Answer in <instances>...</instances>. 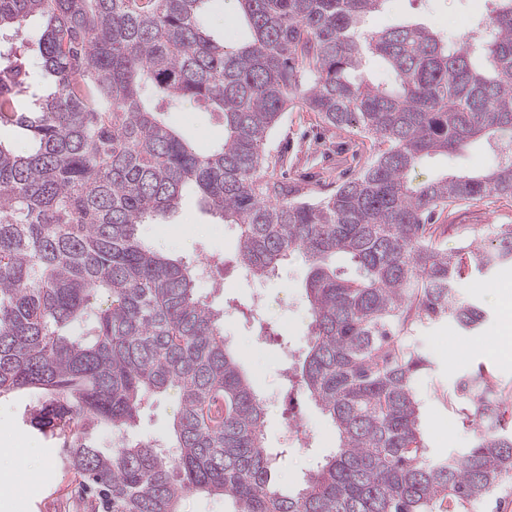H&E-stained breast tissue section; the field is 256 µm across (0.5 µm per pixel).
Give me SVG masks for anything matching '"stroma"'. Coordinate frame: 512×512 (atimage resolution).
I'll use <instances>...</instances> for the list:
<instances>
[{
    "instance_id": "stroma-1",
    "label": "stroma",
    "mask_w": 512,
    "mask_h": 512,
    "mask_svg": "<svg viewBox=\"0 0 512 512\" xmlns=\"http://www.w3.org/2000/svg\"><path fill=\"white\" fill-rule=\"evenodd\" d=\"M486 4L487 0H390L368 17L366 27L375 32L405 22L421 23L456 39L462 35V21L477 17ZM166 119L203 150L223 134L218 116L194 104L167 113ZM265 153L270 161L266 176L300 186V199L318 200L356 177L371 161L374 146L371 139L352 130L326 127L317 113L293 110L284 113L270 131ZM493 163L492 150L480 141L452 157L428 160L417 168L414 178L422 182L446 170L481 171ZM440 221L472 224L489 232L494 225L512 224V199L491 195L444 213ZM138 234L173 259L223 257L221 287L211 288L201 282L198 292L223 311L224 337L266 401L263 433L266 447L276 457L280 485L287 490L299 488L316 461L337 447L336 430L315 403L304 392L289 389L280 359L284 348L301 354L308 346L307 266L292 255L280 263L273 277H246L235 262L238 227L208 212L192 189L184 192L169 223L139 225ZM458 291L485 309L487 321L480 329L466 331L448 320L420 326L413 335L415 346L431 362L419 380L418 394L421 425L433 459L458 455L471 446L477 434V425L462 424L446 403L449 391L475 364L487 365L496 377L499 396L512 401V264L486 276L473 275ZM258 303L263 306V319L275 330L260 346L254 343L253 321L245 316ZM29 402L26 396L0 397V512H79L80 502L72 496L78 482L65 467L61 449L22 423ZM178 409L176 392L156 397L138 418L135 437L165 442ZM298 419L312 435L304 449L288 441L291 426ZM25 446L31 456L23 470H15L13 463Z\"/></svg>"
}]
</instances>
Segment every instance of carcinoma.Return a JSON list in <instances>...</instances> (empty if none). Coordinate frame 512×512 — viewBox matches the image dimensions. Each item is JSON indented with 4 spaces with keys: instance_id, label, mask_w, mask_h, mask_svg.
Masks as SVG:
<instances>
[{
    "instance_id": "carcinoma-1",
    "label": "carcinoma",
    "mask_w": 512,
    "mask_h": 512,
    "mask_svg": "<svg viewBox=\"0 0 512 512\" xmlns=\"http://www.w3.org/2000/svg\"><path fill=\"white\" fill-rule=\"evenodd\" d=\"M212 0H0V39L41 20V86L22 43L0 53V397L28 394L23 422L66 449L88 488L83 512H180L193 492L235 512H470L512 481V408L490 372L464 376L448 404L486 430L431 460L417 386L428 360L415 329L448 319L476 330L485 311L457 286L512 263V224L494 239L435 214L491 194L512 198V0H493L478 35L451 43L407 23L362 33L386 0H236L248 37L226 44L201 16ZM379 58L390 81L362 76ZM218 113L224 139L202 153L163 115ZM300 107L377 143L330 197L291 199L268 179L264 143ZM483 139L507 146L483 174L410 173ZM193 188L236 224V262L273 275L308 265L309 346L288 383L336 428L338 447L286 493L263 441L264 406L196 292L195 266L147 247L137 227ZM348 262L350 270L336 265ZM176 390L164 444L131 431L152 398Z\"/></svg>"
}]
</instances>
